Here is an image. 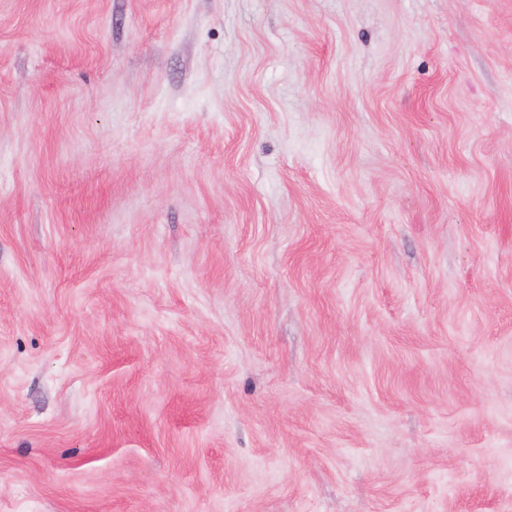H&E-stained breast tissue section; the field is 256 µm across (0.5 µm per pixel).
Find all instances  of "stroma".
Listing matches in <instances>:
<instances>
[{
	"instance_id": "35a3bbf8",
	"label": "stroma",
	"mask_w": 512,
	"mask_h": 512,
	"mask_svg": "<svg viewBox=\"0 0 512 512\" xmlns=\"http://www.w3.org/2000/svg\"><path fill=\"white\" fill-rule=\"evenodd\" d=\"M0 512H512V0H0Z\"/></svg>"
}]
</instances>
